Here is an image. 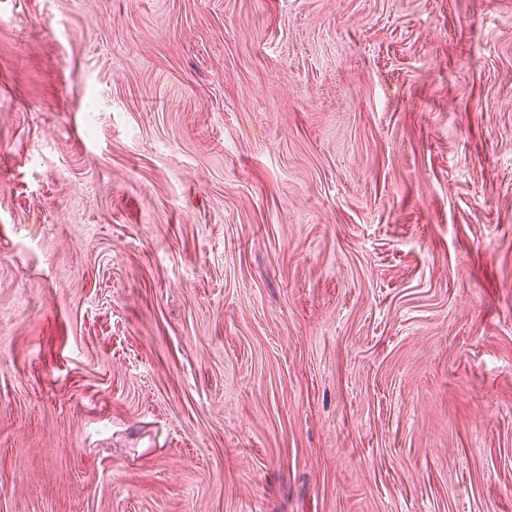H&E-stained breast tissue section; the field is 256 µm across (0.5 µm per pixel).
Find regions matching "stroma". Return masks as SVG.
I'll return each mask as SVG.
<instances>
[{
    "mask_svg": "<svg viewBox=\"0 0 512 512\" xmlns=\"http://www.w3.org/2000/svg\"><path fill=\"white\" fill-rule=\"evenodd\" d=\"M0 512H512V0H0Z\"/></svg>",
    "mask_w": 512,
    "mask_h": 512,
    "instance_id": "35a3bbf8",
    "label": "stroma"
}]
</instances>
